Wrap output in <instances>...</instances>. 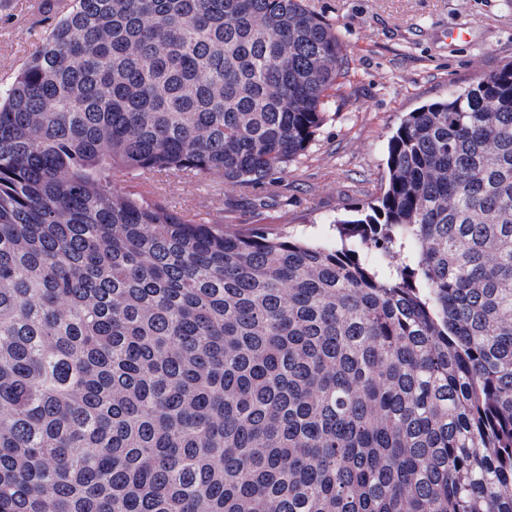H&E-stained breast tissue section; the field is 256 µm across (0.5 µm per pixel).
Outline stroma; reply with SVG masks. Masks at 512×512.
Returning <instances> with one entry per match:
<instances>
[{"instance_id":"1","label":"stroma","mask_w":512,"mask_h":512,"mask_svg":"<svg viewBox=\"0 0 512 512\" xmlns=\"http://www.w3.org/2000/svg\"><path fill=\"white\" fill-rule=\"evenodd\" d=\"M339 31L350 63L330 92L328 117L305 156L249 190L223 179L116 176L117 189L163 202L226 230L263 228L313 238L379 195L385 148L403 116L447 98L512 61V0H308ZM53 16L47 0H0V84L10 82L38 31ZM451 25L471 28L467 45L448 44Z\"/></svg>"}]
</instances>
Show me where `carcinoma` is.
Returning a JSON list of instances; mask_svg holds the SVG:
<instances>
[{
  "label": "carcinoma",
  "mask_w": 512,
  "mask_h": 512,
  "mask_svg": "<svg viewBox=\"0 0 512 512\" xmlns=\"http://www.w3.org/2000/svg\"><path fill=\"white\" fill-rule=\"evenodd\" d=\"M347 65L305 0H70L0 85V512H512V63L332 241L114 187L262 183Z\"/></svg>",
  "instance_id": "1"
}]
</instances>
